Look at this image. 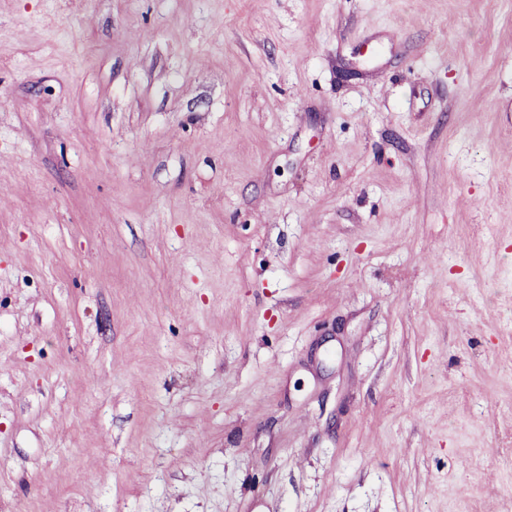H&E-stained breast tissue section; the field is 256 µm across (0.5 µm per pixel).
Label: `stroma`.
<instances>
[{
    "instance_id": "stroma-1",
    "label": "stroma",
    "mask_w": 512,
    "mask_h": 512,
    "mask_svg": "<svg viewBox=\"0 0 512 512\" xmlns=\"http://www.w3.org/2000/svg\"><path fill=\"white\" fill-rule=\"evenodd\" d=\"M0 512H512V0H0Z\"/></svg>"
}]
</instances>
